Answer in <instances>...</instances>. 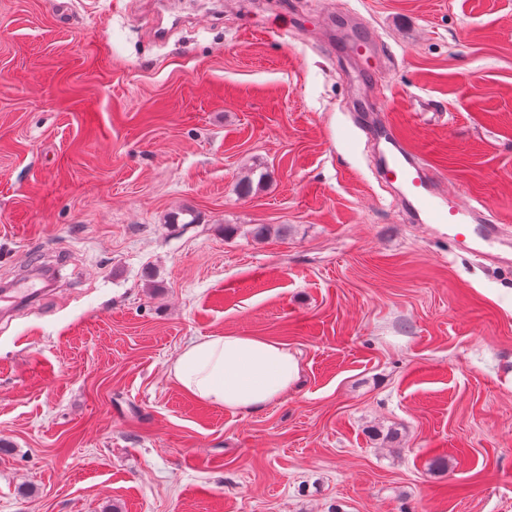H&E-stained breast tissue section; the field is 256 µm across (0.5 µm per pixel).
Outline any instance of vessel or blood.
<instances>
[{
	"instance_id": "vessel-or-blood-1",
	"label": "vessel or blood",
	"mask_w": 512,
	"mask_h": 512,
	"mask_svg": "<svg viewBox=\"0 0 512 512\" xmlns=\"http://www.w3.org/2000/svg\"><path fill=\"white\" fill-rule=\"evenodd\" d=\"M374 135L388 149L384 163L389 179L407 189L408 203L416 215L431 224L464 229L466 238L484 245L498 241L497 215H485L478 208L464 204L457 195H442L434 175L420 163L390 119H381Z\"/></svg>"
}]
</instances>
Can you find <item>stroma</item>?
<instances>
[{"label":"stroma","instance_id":"1","mask_svg":"<svg viewBox=\"0 0 512 512\" xmlns=\"http://www.w3.org/2000/svg\"><path fill=\"white\" fill-rule=\"evenodd\" d=\"M384 105L512 236V0H0V512H512V266L410 217ZM219 334L293 388L189 397ZM169 374L197 401L216 408L258 411L288 392L299 366L282 343L224 334L189 342Z\"/></svg>","mask_w":512,"mask_h":512}]
</instances>
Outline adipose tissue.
Returning a JSON list of instances; mask_svg holds the SVG:
<instances>
[{"instance_id": "ef3b65f1", "label": "adipose tissue", "mask_w": 512, "mask_h": 512, "mask_svg": "<svg viewBox=\"0 0 512 512\" xmlns=\"http://www.w3.org/2000/svg\"><path fill=\"white\" fill-rule=\"evenodd\" d=\"M169 374L197 401L216 408L258 411L288 391L299 366L282 343L224 334L189 342Z\"/></svg>"}]
</instances>
